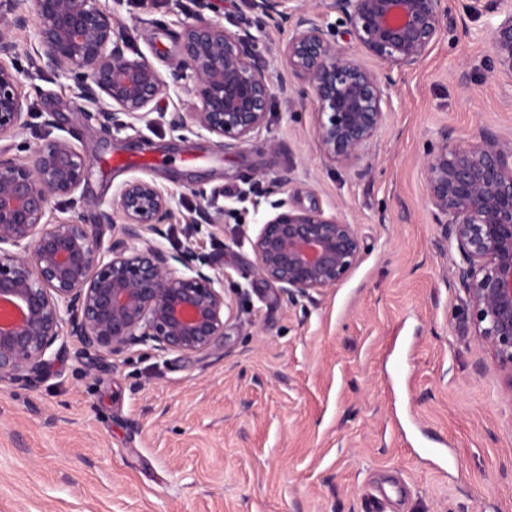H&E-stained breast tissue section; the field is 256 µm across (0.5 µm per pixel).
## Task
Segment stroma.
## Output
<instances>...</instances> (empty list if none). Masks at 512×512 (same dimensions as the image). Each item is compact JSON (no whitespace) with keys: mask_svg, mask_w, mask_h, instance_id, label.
Masks as SVG:
<instances>
[{"mask_svg":"<svg viewBox=\"0 0 512 512\" xmlns=\"http://www.w3.org/2000/svg\"><path fill=\"white\" fill-rule=\"evenodd\" d=\"M127 55L160 71L198 12L245 36L273 82L288 78L287 28L249 0H100ZM9 29L28 97L30 146L64 138L93 161L82 190L124 222L125 181L174 199L167 249L191 246L224 269L233 312L223 347L159 355L138 346L93 360L64 346L46 375L0 381V512H512V387L474 335L452 278L461 257L427 200L424 161L441 129L512 137V79L491 68L484 18L455 15L432 52L395 75L392 110L366 175L325 165L314 107L282 98L244 144L169 130L191 97L167 88L152 125L88 134L72 81L32 66L39 24ZM57 115L56 127L43 113ZM356 225L359 264L335 288L288 302L256 268L251 242L270 214L267 186ZM205 188L224 228L185 218Z\"/></svg>","mask_w":512,"mask_h":512,"instance_id":"stroma-1","label":"stroma"}]
</instances>
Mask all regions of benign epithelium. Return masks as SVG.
<instances>
[{"label":"benign epithelium","instance_id":"1","mask_svg":"<svg viewBox=\"0 0 512 512\" xmlns=\"http://www.w3.org/2000/svg\"><path fill=\"white\" fill-rule=\"evenodd\" d=\"M27 0H10L11 24L25 27ZM465 13L490 15L493 65L512 77V0H460ZM40 24L32 63L70 78L96 133L152 123L150 105L170 85L192 96V111L172 112L173 132L208 134L230 148L266 126L276 95L317 111L318 149L330 165L364 159L392 108L391 73L413 69L448 27L447 0H330L343 30L323 24L299 0H251V8L288 25L283 54L288 81L273 83L243 39L220 22L197 15L181 35L168 77L143 56L130 57L112 14L99 0H33ZM373 56L364 67L338 35ZM15 45L0 31V140L28 126L27 96L7 63ZM428 203L446 225L448 246L462 264L454 277L467 296L477 342L512 389V139L482 128L468 139L442 130L424 162ZM90 159L64 138L31 149L23 159L0 151V380L27 385L50 366L53 347L71 337L84 355H121L136 346L158 354L209 352L224 341V271L195 248L171 252L176 217L172 197L135 178L113 204L125 223L104 245L110 214L87 222L90 202L75 197ZM207 201L199 220L223 227L224 208ZM54 198L68 201L66 217L46 219ZM252 240L262 279L296 301L334 288L358 265L362 240L354 224L286 198Z\"/></svg>","mask_w":512,"mask_h":512}]
</instances>
